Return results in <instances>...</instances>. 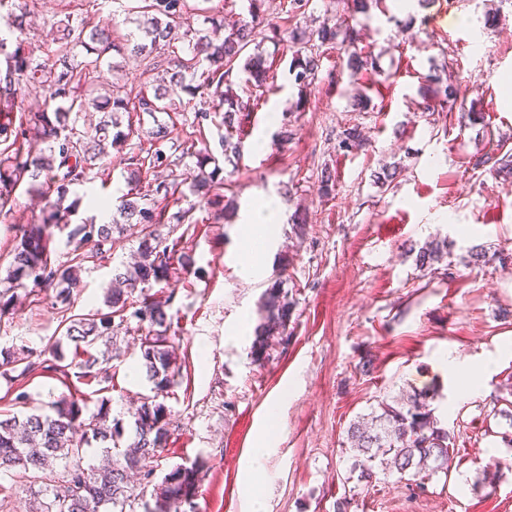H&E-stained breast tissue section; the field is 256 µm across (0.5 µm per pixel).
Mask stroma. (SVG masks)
<instances>
[{"instance_id":"1","label":"stroma","mask_w":512,"mask_h":512,"mask_svg":"<svg viewBox=\"0 0 512 512\" xmlns=\"http://www.w3.org/2000/svg\"><path fill=\"white\" fill-rule=\"evenodd\" d=\"M76 3L38 0L27 20L37 56L54 54L49 22ZM491 8L500 22L488 29ZM287 37L282 29L263 41L262 51L274 57V87L245 119L243 157L224 162L220 196L194 210L196 227L181 241L200 272L167 286L182 369L165 400L176 431L156 474L207 458L196 512H249L248 475L261 512H336L347 496V512H512V447L502 441L512 421L497 410L500 399L512 401V177H490L469 162L512 154V0H435L411 10L403 0H386L384 10H372L362 44L380 72L367 112L352 106L356 86L340 51L326 54L315 84H295ZM444 65L458 101L482 112L483 123L463 128L456 113L421 111V78ZM353 124L364 127L368 144L346 154L336 134ZM284 127L293 133L286 142L279 138ZM392 164L399 167L395 180L377 184V173ZM109 167L107 184L77 188L72 223L96 215L90 195L117 207L126 190L121 153ZM325 167L336 173L328 200L318 193ZM262 198L279 202L281 222L262 276L247 281L237 270L252 245L240 224ZM229 199L234 214L214 221ZM298 211L307 215L301 229L293 222ZM442 238L452 252L450 274L420 270L411 247ZM476 245L488 260L474 266L468 251ZM137 246L124 230L112 263L82 271L74 313L102 306L113 264L131 263ZM278 281L296 310L288 339L271 346L260 365L250 357L258 302ZM60 320L49 298L19 297L0 319V348L41 351L60 334ZM115 343L112 387L87 393L86 409L109 398L111 418L127 429L152 385L134 370L139 348L132 336L118 333ZM446 354L481 378L482 393H460L457 374L439 368ZM366 360L365 373L359 364ZM75 384L40 370L25 381L28 399L19 403L0 379V417L48 411ZM426 387L436 392L435 416L455 436L448 475L427 480L420 495L394 475L358 485L349 471V424L379 400ZM264 432L274 448L252 460ZM493 459L500 466L488 486L483 471Z\"/></svg>"}]
</instances>
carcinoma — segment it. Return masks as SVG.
Returning a JSON list of instances; mask_svg holds the SVG:
<instances>
[{"label":"carcinoma","instance_id":"carcinoma-1","mask_svg":"<svg viewBox=\"0 0 512 512\" xmlns=\"http://www.w3.org/2000/svg\"><path fill=\"white\" fill-rule=\"evenodd\" d=\"M248 17L224 24V15L211 7L204 9L189 0H146L135 29L120 35L74 22L66 15L51 23L59 44L63 69L35 56L23 28V19L35 11L36 0H0V215L13 213L20 187L54 198L39 224L16 228L12 261L6 277L0 278V318L9 314L22 290L38 296L51 291L63 311L70 310L73 295L80 292V272L88 263L105 264L112 259L113 230L121 224H95L85 220L71 225L75 208L60 209V202L74 188L97 180L106 183L109 168L104 160L116 149L126 153L128 190L120 196L119 214L125 223L138 228V259L124 269L113 270L104 295V307L91 313L62 315L66 326L62 336L49 339L44 351L52 364L33 358L31 351L0 348V378L17 390L16 400L27 399L22 380L40 368L72 375L88 385L112 380L106 364L112 360L111 338L119 329L134 333L139 341V367L153 385V395L136 408L134 424L126 445L119 423H109V399H101L97 412L86 416L81 399H60L51 403L53 413H31L23 418L0 419V470L14 471L27 483L33 497L32 512H135L124 509L139 499L129 486V474L137 473L152 482L154 463L166 448L174 429L168 408L161 401L179 376L181 364L174 347L176 330L167 308L172 296L158 299L149 293L156 285L181 275L196 273L193 257L180 247V239L164 237L165 213L172 207L176 223L185 222L195 204L186 209V192L209 205L210 193L223 184V168L204 137L205 126L218 130L219 146L226 157L242 158L239 132L242 113L250 102L234 94L230 77L236 67L247 74L245 84L258 101L274 83L272 65L259 51L256 39L265 31L277 33L276 24L261 9L264 0H246ZM310 0H287L285 22L297 20ZM385 0H337L336 17L314 30L295 25L288 30L291 52L289 74L306 87L318 79L321 57L341 48L346 67L355 78L373 65L359 48L358 16L371 9H383ZM206 13L203 27L186 28L183 16L190 11ZM256 51L244 57L249 45ZM139 57L146 69L156 72L150 86L99 91L101 66L110 53ZM190 96L184 100L178 92ZM43 98V106L22 109L27 96ZM208 96L224 110L196 111L190 130L163 149L168 132L158 115L185 112L190 101ZM422 106L426 112L458 108L459 123L472 125L484 119L482 113L457 104L453 84L446 70L432 69L423 76ZM102 113L95 124L86 121L87 112ZM131 112L148 116L156 128L147 132L149 147L134 136L132 124L121 130V117ZM44 144L34 154L24 149L26 141ZM338 149L344 153L363 149L368 141L357 125L344 126L336 133ZM475 166L495 177L512 174V156L486 153ZM67 232L68 259H55V232ZM448 254V240L433 242L416 254V265L433 270L434 263ZM139 299H133V294ZM263 325L251 346L253 361L261 364L270 342L288 335L295 301L283 283H275L262 294ZM74 344L70 363H64L63 340ZM430 391L412 390L392 402L378 403L380 413L360 418L347 429V442L354 459L358 481L367 485L380 474L409 475L415 487L425 480L448 473L454 449L452 436L430 408ZM88 448H97L106 464L95 467L85 462ZM209 461L201 456L178 464L154 486L151 499L141 501L143 512H185L197 496Z\"/></svg>","mask_w":512,"mask_h":512}]
</instances>
